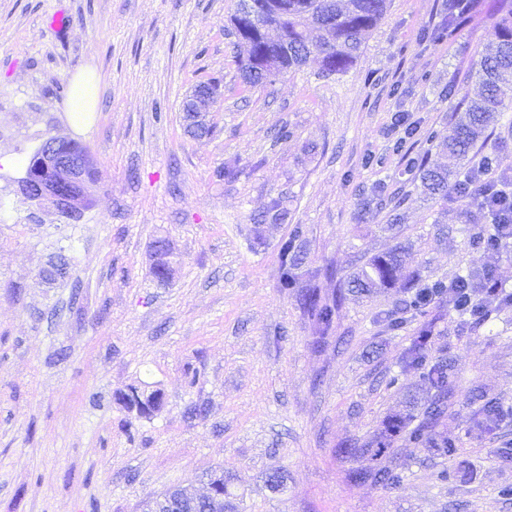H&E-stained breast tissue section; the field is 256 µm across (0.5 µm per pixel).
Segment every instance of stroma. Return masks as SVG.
<instances>
[{"label": "stroma", "instance_id": "obj_1", "mask_svg": "<svg viewBox=\"0 0 512 512\" xmlns=\"http://www.w3.org/2000/svg\"><path fill=\"white\" fill-rule=\"evenodd\" d=\"M442 3L388 0L345 73L311 61L250 88L224 31L236 0H0V512H142L217 467L234 512H512V308L465 328L447 301L410 309L411 288L347 287L400 246L414 285L471 270L512 289V247L486 250L465 230L475 199L429 198L402 171L403 151L427 149L418 131L447 134L475 94L492 33L482 12L422 40L444 24ZM57 11L70 26H52ZM88 66L101 95L81 127L64 104ZM203 81L222 96L212 135L195 140L182 104ZM397 112L411 134L393 133ZM51 136L84 146L100 172L76 221L16 191ZM476 150L512 178V109ZM221 166L233 180L215 178ZM278 196L290 219L254 245L253 220ZM297 227L303 260L285 288L280 248ZM161 238L176 254L164 286L152 275ZM60 253L66 276L43 282ZM329 264L336 277L318 285L339 303L322 336L298 291ZM427 320L428 361L455 359L442 429L456 452L397 435L386 463L401 482L354 483L373 465L362 447L426 398L402 360ZM132 385L161 390L157 415L121 406ZM478 387L505 411L482 434Z\"/></svg>", "mask_w": 512, "mask_h": 512}]
</instances>
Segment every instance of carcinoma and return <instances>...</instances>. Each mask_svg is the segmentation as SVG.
Segmentation results:
<instances>
[{
  "instance_id": "1",
  "label": "carcinoma",
  "mask_w": 512,
  "mask_h": 512,
  "mask_svg": "<svg viewBox=\"0 0 512 512\" xmlns=\"http://www.w3.org/2000/svg\"><path fill=\"white\" fill-rule=\"evenodd\" d=\"M448 22L438 30L425 31L426 39H440L451 33L472 18L473 13L484 9V0H471L469 12H460L457 0H446ZM386 0H288V21H283L269 13L257 16L262 25H273L280 31V38L288 41V57L283 64L288 69H296L310 58L319 63L324 76L346 72L355 62L364 35L373 30L385 17ZM282 46L264 42H247L239 51L241 73L255 86L262 83L259 75L251 73L252 59L267 55L274 59L281 57ZM477 75L481 85L480 93L455 109V119L450 134L444 138L429 134L428 140L436 143V149L464 161V167L452 173L447 168L431 163L427 158L409 159L410 167L419 173L420 188L423 194L434 198L448 199V192L466 193L471 183L478 177V169L466 163L475 144L485 137L490 126L497 123L508 106L512 105V0H495L493 15V39L481 53ZM267 213L274 222L288 223V209L281 198L271 200ZM465 223L474 225L475 235L489 244L492 236L502 233V229L492 223L489 211L480 207L465 216ZM300 230L294 229L281 246V276L283 287H288L294 279L292 269L299 264V252L295 242ZM404 250L396 247L386 253L370 258L349 276V287L359 294L395 287L404 278ZM303 305L316 312L321 331H327L333 321L334 307L322 304L313 289L301 297ZM432 325L420 327L403 363L407 367L421 368L426 364V343L431 336ZM428 399L424 403L422 417L414 428H409L410 420L400 419L389 425V430L399 432L409 428L408 440L428 444L444 456H451L455 448L447 439L440 438L439 427L447 414L450 401V383L454 377V362L450 357H441L422 374ZM124 406L147 417L161 408V394L155 390L145 393L137 387H130L122 394ZM497 407L487 402L472 421V428L482 432L493 425L497 418ZM377 465L370 470H355L352 477L356 481H372L389 486L397 483L400 476L383 462L389 453V444L376 441V447L367 448Z\"/></svg>"
}]
</instances>
